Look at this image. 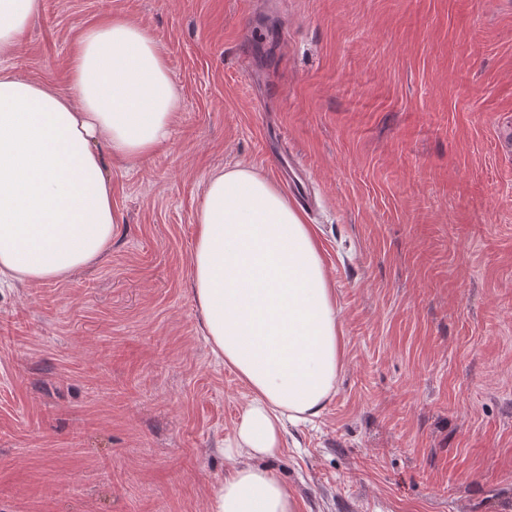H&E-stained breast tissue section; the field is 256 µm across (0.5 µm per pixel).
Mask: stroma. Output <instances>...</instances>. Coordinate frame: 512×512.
<instances>
[{
    "label": "stroma",
    "instance_id": "1",
    "mask_svg": "<svg viewBox=\"0 0 512 512\" xmlns=\"http://www.w3.org/2000/svg\"><path fill=\"white\" fill-rule=\"evenodd\" d=\"M147 29L181 106L105 157L112 250L0 290V512H207L251 394L191 289L218 168L302 163L343 359L269 468L299 512H512V0H42L9 71L67 91Z\"/></svg>",
    "mask_w": 512,
    "mask_h": 512
}]
</instances>
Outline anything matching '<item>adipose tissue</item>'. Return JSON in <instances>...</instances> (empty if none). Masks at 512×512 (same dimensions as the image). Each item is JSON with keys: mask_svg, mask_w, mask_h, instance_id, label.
<instances>
[{"mask_svg": "<svg viewBox=\"0 0 512 512\" xmlns=\"http://www.w3.org/2000/svg\"><path fill=\"white\" fill-rule=\"evenodd\" d=\"M42 0H0V60ZM67 92L0 70V285L59 281L112 248L118 214L98 145L135 164L170 133L180 94L150 33L112 20L86 30ZM192 287L215 355L251 398L209 512H298L268 468L288 425L321 414L343 339L319 241L252 167L215 171L196 213Z\"/></svg>", "mask_w": 512, "mask_h": 512, "instance_id": "ef3b65f1", "label": "adipose tissue"}]
</instances>
